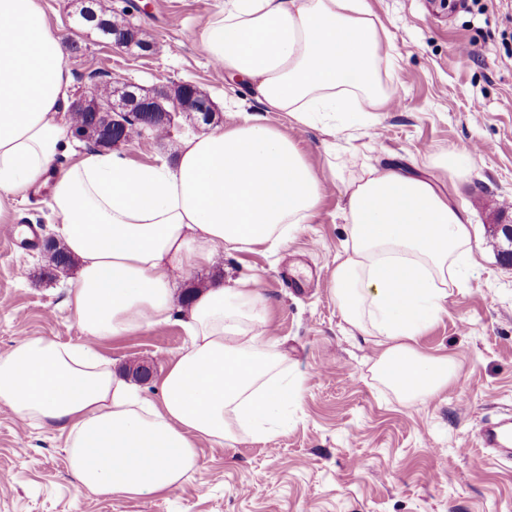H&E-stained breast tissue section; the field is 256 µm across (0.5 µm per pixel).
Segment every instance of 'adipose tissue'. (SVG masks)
<instances>
[{
  "instance_id": "ef3b65f1",
  "label": "adipose tissue",
  "mask_w": 512,
  "mask_h": 512,
  "mask_svg": "<svg viewBox=\"0 0 512 512\" xmlns=\"http://www.w3.org/2000/svg\"><path fill=\"white\" fill-rule=\"evenodd\" d=\"M201 40L211 61L251 88L262 114L182 140L175 165L96 150L59 168L71 76L39 0H0V223L10 199L45 189L55 234L79 262L67 304L80 344L28 336L0 355V403L68 433L69 464L99 495H159L199 469L198 444L276 430L302 381L273 352L265 297L215 284L192 301L188 345L149 399L100 346L167 322L177 277L221 249H276L317 209L323 180L266 112L320 128L329 172L335 137L395 97L385 29L366 0H224ZM348 237L331 276L346 322L379 337L377 378L412 403L456 375L418 341L445 310L472 254L470 224L431 179L389 166L344 183Z\"/></svg>"
}]
</instances>
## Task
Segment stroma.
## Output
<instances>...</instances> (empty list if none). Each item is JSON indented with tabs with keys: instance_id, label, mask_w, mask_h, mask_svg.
I'll return each mask as SVG.
<instances>
[{
	"instance_id": "35a3bbf8",
	"label": "stroma",
	"mask_w": 512,
	"mask_h": 512,
	"mask_svg": "<svg viewBox=\"0 0 512 512\" xmlns=\"http://www.w3.org/2000/svg\"><path fill=\"white\" fill-rule=\"evenodd\" d=\"M368 0L386 28L396 59L397 101L372 125L337 135L351 161L423 171L443 184L471 222L473 255L448 303L419 340L423 352L447 355L457 374L447 389L414 403L400 400L373 370L375 346L344 320L330 292L347 224L344 186L331 181L310 222L275 252L224 250L180 282L169 322L101 346L112 368L154 398V379L187 339L181 322L184 291L214 282L233 288L262 285L282 367L300 377V402L275 432L240 434L221 446L200 442L201 467L172 491L142 498L82 489L67 454V434L20 421L0 405V512H512V459L491 457L478 444L483 419L512 413V263L497 226L512 217V6L481 0ZM113 17L141 28L152 44L113 51L95 31L75 25L78 0H41L59 38L78 45L65 54L71 95L93 74H109L150 89L187 82L215 105L218 130L255 113L250 90L226 82L203 49L201 31L224 0H104ZM267 123L299 139L315 170L327 167L323 134L298 127L284 112ZM182 114L165 140L120 145L147 164L174 161L183 128L199 122ZM471 150L475 162L458 176L433 158ZM30 240L0 236V354L25 336L78 344L81 329L66 306L77 268L48 272L44 249L59 218L48 192L11 204ZM153 378L136 380V366Z\"/></svg>"
}]
</instances>
